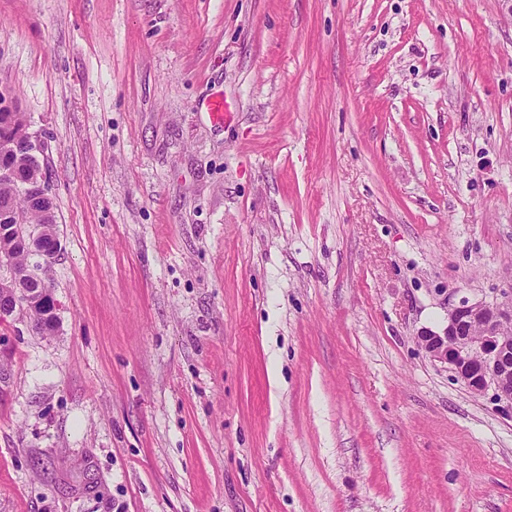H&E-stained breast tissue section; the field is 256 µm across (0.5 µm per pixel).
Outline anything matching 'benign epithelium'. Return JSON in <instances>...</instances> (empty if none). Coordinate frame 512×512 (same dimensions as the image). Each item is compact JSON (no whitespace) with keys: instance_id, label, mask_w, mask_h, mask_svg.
Instances as JSON below:
<instances>
[{"instance_id":"obj_1","label":"benign epithelium","mask_w":512,"mask_h":512,"mask_svg":"<svg viewBox=\"0 0 512 512\" xmlns=\"http://www.w3.org/2000/svg\"><path fill=\"white\" fill-rule=\"evenodd\" d=\"M14 146L40 162L48 151L47 143L35 132L15 140ZM21 189L32 203L42 204L51 199L45 180L25 181ZM12 230L15 241L29 254L44 263L53 258L57 245L47 244L41 229L15 224ZM31 274L29 267L19 270L13 266L7 268L6 274H0V285L10 289L8 300H0V320L40 307L48 298L53 308H58L48 289L37 294L25 288V280ZM505 325H512V292L492 304L462 300L448 310L446 324L440 330L421 331L419 341L434 361L447 365L456 380L471 392L491 389L497 399L512 404V342L504 339Z\"/></svg>"}]
</instances>
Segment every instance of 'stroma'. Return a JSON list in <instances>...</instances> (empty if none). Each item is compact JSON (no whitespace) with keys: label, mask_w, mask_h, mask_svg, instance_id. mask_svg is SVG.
<instances>
[{"label":"stroma","mask_w":512,"mask_h":512,"mask_svg":"<svg viewBox=\"0 0 512 512\" xmlns=\"http://www.w3.org/2000/svg\"><path fill=\"white\" fill-rule=\"evenodd\" d=\"M0 81L60 243L0 512H512L418 342L512 290V0H0ZM11 91L8 86H4L2 83L0 84L1 107L10 111L7 112L9 122L6 125H2L0 115V155L9 156L11 163L19 169V172L24 177L28 179H40L44 175L41 165L27 156L14 153L12 142L14 138L26 133L23 137L15 140L14 146L16 149L32 156L39 162L45 161L48 145L36 132L28 131V123L25 114L23 112H15L19 111L18 103L17 99L12 96Z\"/></svg>","instance_id":"stroma-1"}]
</instances>
